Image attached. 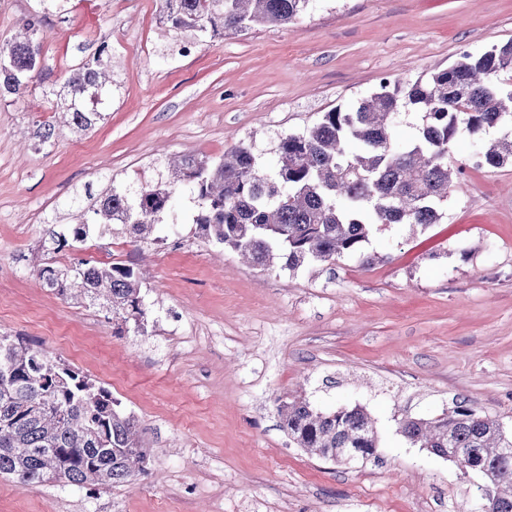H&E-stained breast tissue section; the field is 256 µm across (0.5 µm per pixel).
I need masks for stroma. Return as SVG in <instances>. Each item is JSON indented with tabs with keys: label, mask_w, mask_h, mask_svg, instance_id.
Here are the masks:
<instances>
[{
	"label": "stroma",
	"mask_w": 512,
	"mask_h": 512,
	"mask_svg": "<svg viewBox=\"0 0 512 512\" xmlns=\"http://www.w3.org/2000/svg\"><path fill=\"white\" fill-rule=\"evenodd\" d=\"M43 18V82L0 97V331L41 345L108 388L140 420L147 472L115 487L0 479V512H482L480 475L399 432L468 400L512 430V165L473 167L474 140L444 216L390 224L333 266L262 272L209 245L191 194L161 239L131 249L90 227L68 260L134 254L147 276V334L44 288L33 267L88 193L139 192L180 155L251 145L265 166L279 139L372 93L512 40V0H310L293 23L216 38L174 32L162 0H0V41ZM111 87L82 132L36 125L61 79L100 46ZM301 393L330 412L360 405L376 458L338 465L296 447L275 400Z\"/></svg>",
	"instance_id": "obj_1"
}]
</instances>
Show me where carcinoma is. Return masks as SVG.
Wrapping results in <instances>:
<instances>
[{
  "mask_svg": "<svg viewBox=\"0 0 512 512\" xmlns=\"http://www.w3.org/2000/svg\"><path fill=\"white\" fill-rule=\"evenodd\" d=\"M165 20L176 31L216 36L271 23L292 24L310 0H164ZM43 30L36 15L0 46V93L22 98L41 84ZM105 48L72 70L60 86V122L89 130L101 113L86 99L110 81ZM512 40L480 54L462 53L448 67L413 83L387 78L350 107L322 113L310 127L288 133L267 168L241 143L217 161L183 156L168 163L164 181L131 196L117 188L102 193L90 219L52 238L51 251L87 239L88 223L111 234L114 227L136 246L158 231L157 218L171 208L180 187L199 202L195 224L204 239L236 252L253 267L294 271L306 264L334 265L355 256L371 266L385 257L366 250L387 224L428 228L440 223L462 169L451 164L460 135L490 133L475 153L489 169L512 164ZM422 113L403 143L395 140L401 112ZM50 291L76 290L82 303L99 308L119 325L145 330L149 309L136 263L80 259L37 269ZM277 414L298 448L334 461L353 448L368 458L378 448L371 416L361 407L330 413L299 396L277 401ZM402 434L459 469L478 473L492 493L495 512H512V432L495 418L461 402L430 419L406 418ZM148 448L139 421L119 399L71 365L21 336L0 332V478L26 488L52 480L84 488L119 485L145 473Z\"/></svg>",
  "mask_w": 512,
  "mask_h": 512,
  "instance_id": "carcinoma-1",
  "label": "carcinoma"
}]
</instances>
